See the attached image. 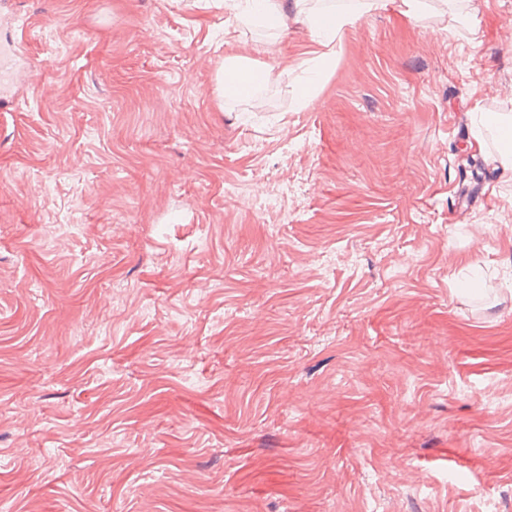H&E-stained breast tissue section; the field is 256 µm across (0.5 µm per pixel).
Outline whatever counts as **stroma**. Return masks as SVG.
Returning <instances> with one entry per match:
<instances>
[{
    "instance_id": "35a3bbf8",
    "label": "stroma",
    "mask_w": 512,
    "mask_h": 512,
    "mask_svg": "<svg viewBox=\"0 0 512 512\" xmlns=\"http://www.w3.org/2000/svg\"><path fill=\"white\" fill-rule=\"evenodd\" d=\"M358 4L0 0L7 512H512V0ZM253 71L254 70L240 67L236 57L226 58V62L224 67L220 70L218 79L220 96L224 97V92L226 93V89L234 88V85L237 82L244 80L243 77L247 76Z\"/></svg>"
}]
</instances>
